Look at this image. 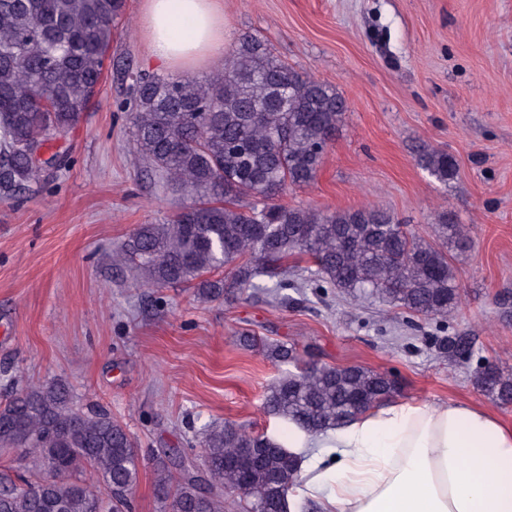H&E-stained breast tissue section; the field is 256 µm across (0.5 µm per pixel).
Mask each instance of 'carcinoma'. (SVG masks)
<instances>
[{"label": "carcinoma", "instance_id": "carcinoma-1", "mask_svg": "<svg viewBox=\"0 0 512 512\" xmlns=\"http://www.w3.org/2000/svg\"><path fill=\"white\" fill-rule=\"evenodd\" d=\"M126 0H0V195L32 185L60 165L34 161L77 125L97 97ZM133 148L166 186L194 203L165 224H139L113 251L155 288L185 285L219 298L280 277L305 255L320 280L425 318L458 304L448 254L378 207L320 212L276 202L309 185L347 111L334 87L280 61L269 44L242 35L221 68L204 79H169L127 69ZM418 162L441 184L455 158L426 144ZM438 238L463 246L443 216ZM229 269L223 275L221 269ZM281 362L298 361L285 344ZM477 385L512 404V374L488 366ZM393 379L353 365L310 364L268 388L264 412L310 433L347 423L397 393ZM201 453L183 464L154 460L159 512H224L239 495L244 512H288L300 459L243 425L212 423ZM0 449L20 450L0 470V512H131L140 460L126 426L106 410L75 407L63 383L27 386L0 403Z\"/></svg>", "mask_w": 512, "mask_h": 512}]
</instances>
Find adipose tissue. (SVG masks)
Here are the masks:
<instances>
[{
	"label": "adipose tissue",
	"mask_w": 512,
	"mask_h": 512,
	"mask_svg": "<svg viewBox=\"0 0 512 512\" xmlns=\"http://www.w3.org/2000/svg\"><path fill=\"white\" fill-rule=\"evenodd\" d=\"M142 25L164 65L224 53L223 0H146ZM305 453L289 502L320 512H512V426L472 403L391 402L347 425L288 428Z\"/></svg>",
	"instance_id": "adipose-tissue-1"
}]
</instances>
